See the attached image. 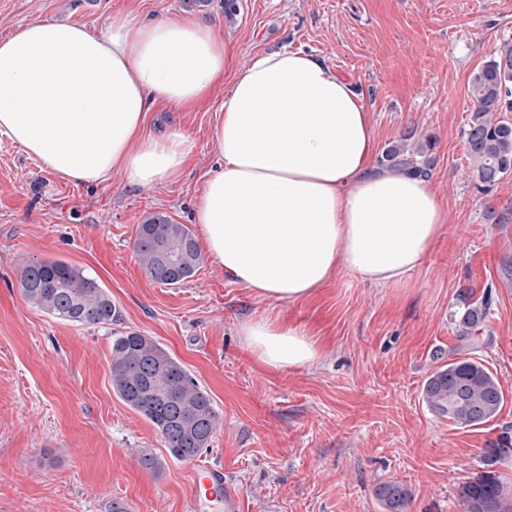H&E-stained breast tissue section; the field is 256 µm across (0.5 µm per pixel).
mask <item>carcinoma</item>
<instances>
[{"label":"carcinoma","instance_id":"obj_1","mask_svg":"<svg viewBox=\"0 0 512 512\" xmlns=\"http://www.w3.org/2000/svg\"><path fill=\"white\" fill-rule=\"evenodd\" d=\"M468 93L472 111L464 131L466 151L480 189L487 192L512 173V120L504 117L512 112L511 43H504L496 57L474 73ZM412 137L413 132L404 133L385 151L383 160L425 177L433 165L435 142L427 139L410 152L407 140ZM135 251L150 280L165 286L187 282L202 263L193 233L164 213L139 225ZM21 292L43 313L79 325H108L119 315L112 297L96 279L63 260L26 263ZM460 303L454 321L458 336L467 340L484 327L489 307L471 292L463 293ZM109 369L115 395L154 425L171 458L192 460L209 447L220 416L209 395L160 344L136 332L115 336ZM422 396L431 413L462 428L489 422L504 404L498 379L470 357L436 369L427 378ZM511 456L508 439L490 443L480 472L457 488L463 512H512V490L497 471V465ZM375 495L384 512H405L409 492L402 483H383Z\"/></svg>","mask_w":512,"mask_h":512}]
</instances>
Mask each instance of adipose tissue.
Wrapping results in <instances>:
<instances>
[{
	"label": "adipose tissue",
	"mask_w": 512,
	"mask_h": 512,
	"mask_svg": "<svg viewBox=\"0 0 512 512\" xmlns=\"http://www.w3.org/2000/svg\"><path fill=\"white\" fill-rule=\"evenodd\" d=\"M228 63L223 40L188 14L118 12L101 30L33 21L0 38V134L59 177L152 187L179 178L192 151L184 132L146 133L153 105L190 109L227 84L211 130L219 160L194 208L210 257L272 301L308 298L342 269L403 283L444 230L429 181L374 163L369 116L324 60L277 50ZM240 334L275 370L320 354L310 331L278 318Z\"/></svg>",
	"instance_id": "adipose-tissue-1"
}]
</instances>
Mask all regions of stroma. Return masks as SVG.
Returning a JSON list of instances; mask_svg holds the SVG:
<instances>
[{"label": "stroma", "instance_id": "stroma-1", "mask_svg": "<svg viewBox=\"0 0 512 512\" xmlns=\"http://www.w3.org/2000/svg\"><path fill=\"white\" fill-rule=\"evenodd\" d=\"M119 11L150 20L187 13L185 0H0V36L31 21L98 28ZM198 20L232 49L230 67L258 53L301 50L351 82L369 115L376 152L405 130L433 138L428 175L446 213L433 252L397 287L347 271L308 299L262 301L211 257L178 286L152 282L134 250L139 224L163 212L193 224L225 87L191 110L164 103L146 130L191 138L175 183L100 185L44 170L0 134V512H189L198 463L222 466L240 512H383L384 482L410 492L406 512H463L457 487L501 436L512 438V175L482 193L464 142L474 72L512 41V0H209ZM495 210L501 223L485 217ZM61 259L98 280L118 322L82 326L26 302V262ZM490 293L482 333L457 336L464 289ZM278 316L319 336L312 364L275 371L239 334ZM136 331L165 348L208 393L221 421L198 459H170L155 427L112 391L113 336ZM476 358L497 377L504 404L488 423L461 428L422 401L431 373ZM149 451L164 466L139 462Z\"/></svg>", "mask_w": 512, "mask_h": 512}]
</instances>
